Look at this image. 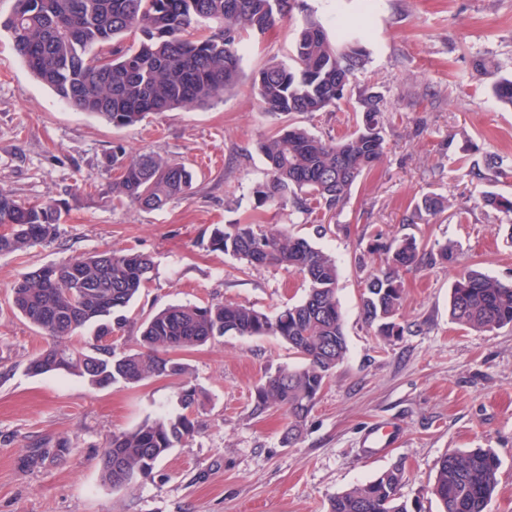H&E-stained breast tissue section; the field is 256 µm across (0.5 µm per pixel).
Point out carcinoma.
Returning <instances> with one entry per match:
<instances>
[{
	"label": "carcinoma",
	"mask_w": 512,
	"mask_h": 512,
	"mask_svg": "<svg viewBox=\"0 0 512 512\" xmlns=\"http://www.w3.org/2000/svg\"><path fill=\"white\" fill-rule=\"evenodd\" d=\"M297 6V0H14L0 28L10 34L17 55L40 83L75 109L126 127L150 113L192 109L220 96L238 80L245 36L269 31ZM130 33L141 39L125 43ZM367 58L349 30L339 26L331 34L309 16L292 63H272L255 78L260 106L274 116L336 108ZM360 112L357 129L338 140L291 125L265 137L260 150L267 172L253 188L256 207L291 202L308 215L336 210L386 151L381 96H364ZM112 171L116 175L108 196L115 206L158 210L192 190L191 172L156 152L128 155L120 149L112 153ZM450 208L443 196L424 194L414 213L437 217ZM61 212L56 200L30 203L1 189L0 225L12 230L0 233V253L53 239ZM208 246L252 267L297 272L307 285L304 299L273 316L231 302L170 305L146 323L141 349L117 356L105 343L112 337V316L152 281V256L134 250L99 252L35 267L12 289L11 304L53 343L33 354L29 370L35 375L64 372L99 387L182 379L188 367L179 354L216 336H275L301 364L267 377L256 388L253 410L283 409L288 418L283 439H297L347 350L336 259L306 238L253 222L214 225ZM369 253L378 255V262L366 280L361 315L388 339L398 334L399 272L418 265L423 253L413 237L375 244ZM449 311L463 329L512 325V285L476 270L462 272L452 284ZM87 326L95 327L99 342L94 353L68 344ZM179 399L185 410L200 406L199 391L186 381ZM194 433V421L184 414L114 433L100 455L101 477L115 488L129 487ZM499 468L491 448L453 452L437 461L432 493L442 512H487ZM405 482L399 461L331 497L328 512H408Z\"/></svg>",
	"instance_id": "obj_1"
}]
</instances>
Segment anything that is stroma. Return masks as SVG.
I'll use <instances>...</instances> for the list:
<instances>
[{
    "label": "stroma",
    "instance_id": "obj_1",
    "mask_svg": "<svg viewBox=\"0 0 512 512\" xmlns=\"http://www.w3.org/2000/svg\"><path fill=\"white\" fill-rule=\"evenodd\" d=\"M307 14L331 30L346 21L368 62L338 108L268 115L254 79L270 63L289 62ZM241 68L239 85L210 106L115 128L36 81L0 33V188L67 204L55 241L0 253V512H327L336 493L397 461L406 466L410 512H440L431 493L436 461L473 448L495 449L501 460L489 512H512V326L465 330L448 305L466 269L512 284V217L482 199L512 198V107L493 90L497 79H512V0H303L292 18L245 41ZM366 90L383 98L387 153L334 215L319 222L291 204L255 208L265 134L289 124L322 138L353 130ZM118 146L188 165L192 194L157 211L112 206L105 188ZM426 193L447 197L455 216L413 218ZM250 220L335 256L344 361L288 443L282 410L252 414L265 377L299 365L288 344L227 334L184 352L188 381L207 395L193 415L194 436L133 486L112 488L100 476L102 448L145 420L181 415L179 383L100 388L72 375L31 374L29 360L47 340L13 311L12 288L32 268L89 253L150 254L153 280L112 333L118 355L138 350L143 324L171 304L226 301L272 315L305 297L302 277L249 269L207 247L213 225ZM410 235L428 254L453 245L457 260H426L403 273L400 333L385 343L360 315L373 265L367 250ZM376 423L394 426L398 439L371 452L362 439ZM39 447L50 454L36 462Z\"/></svg>",
    "mask_w": 512,
    "mask_h": 512
}]
</instances>
